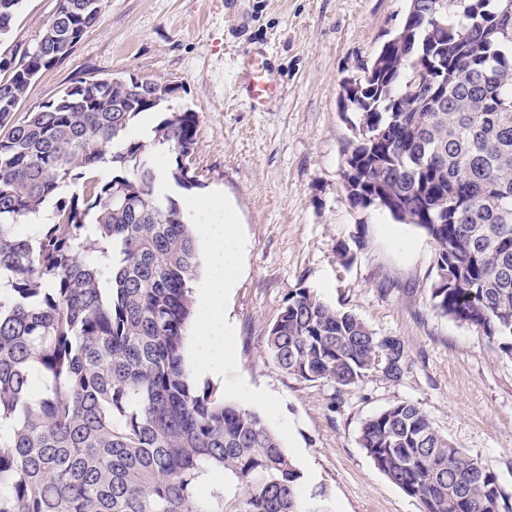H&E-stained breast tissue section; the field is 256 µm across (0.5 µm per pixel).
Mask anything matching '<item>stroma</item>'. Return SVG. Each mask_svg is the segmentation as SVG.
I'll use <instances>...</instances> for the list:
<instances>
[{"label": "stroma", "mask_w": 512, "mask_h": 512, "mask_svg": "<svg viewBox=\"0 0 512 512\" xmlns=\"http://www.w3.org/2000/svg\"><path fill=\"white\" fill-rule=\"evenodd\" d=\"M59 0H22L0 55L33 50ZM409 0H103L100 20L61 64L42 71L21 111L78 81L133 73L179 86L177 107L198 113L189 166L194 187L233 202L247 237L244 272L227 316L238 372L282 400L314 470L316 512H423L359 444L365 420L409 402L456 447L497 472L512 500V358L482 332L430 304L434 248L387 212L352 207L343 172L358 134L345 98L377 50L399 30ZM262 56L278 86L263 111L246 96L242 61ZM353 254L342 264L338 251ZM313 290L360 317L408 354L400 379L374 372L342 387L287 374L265 355L290 290Z\"/></svg>", "instance_id": "35a3bbf8"}]
</instances>
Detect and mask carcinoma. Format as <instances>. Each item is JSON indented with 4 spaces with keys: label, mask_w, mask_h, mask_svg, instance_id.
Returning a JSON list of instances; mask_svg holds the SVG:
<instances>
[{
    "label": "carcinoma",
    "mask_w": 512,
    "mask_h": 512,
    "mask_svg": "<svg viewBox=\"0 0 512 512\" xmlns=\"http://www.w3.org/2000/svg\"><path fill=\"white\" fill-rule=\"evenodd\" d=\"M22 0H0V37ZM410 0L405 58L371 60L356 97L371 128L348 151L351 205L424 231L435 251V312L481 330L512 357V0H471L466 22ZM101 0H60L36 48L0 57V512H302L303 473L260 416L194 385L182 348L200 270L180 202L198 112L179 88L84 80L16 120L34 77L97 25ZM160 112L150 140L128 137ZM112 151V178L87 177ZM82 184V194L64 189ZM56 220L22 224L45 202ZM267 357L306 381L350 386L408 367L405 349L309 288L291 290ZM40 379L43 390L32 394ZM359 443L424 512H512L491 465L453 446L418 406L363 422ZM214 470L243 493L204 497Z\"/></svg>",
    "instance_id": "cac0c4a2"
}]
</instances>
